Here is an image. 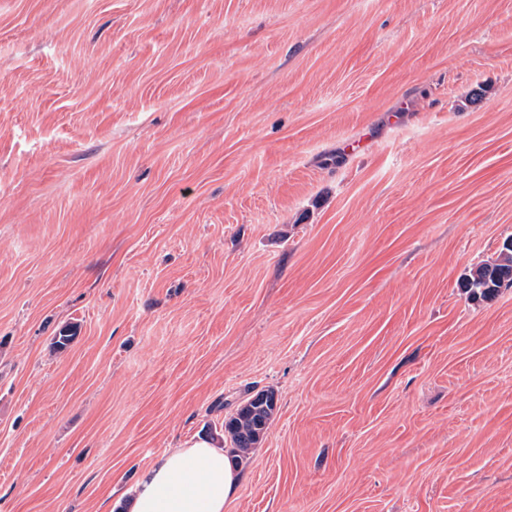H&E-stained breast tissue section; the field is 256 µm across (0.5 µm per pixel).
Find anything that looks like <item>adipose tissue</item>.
Instances as JSON below:
<instances>
[{"mask_svg": "<svg viewBox=\"0 0 512 512\" xmlns=\"http://www.w3.org/2000/svg\"><path fill=\"white\" fill-rule=\"evenodd\" d=\"M232 454L198 441L159 456L123 502L124 512H224L241 484Z\"/></svg>", "mask_w": 512, "mask_h": 512, "instance_id": "obj_1", "label": "adipose tissue"}]
</instances>
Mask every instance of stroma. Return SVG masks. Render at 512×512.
I'll list each match as a JSON object with an SVG mask.
<instances>
[{"instance_id": "stroma-1", "label": "stroma", "mask_w": 512, "mask_h": 512, "mask_svg": "<svg viewBox=\"0 0 512 512\" xmlns=\"http://www.w3.org/2000/svg\"><path fill=\"white\" fill-rule=\"evenodd\" d=\"M511 240L512 0H0V512H512ZM504 250L507 253L493 263L477 267L467 280L465 288L474 299L485 297L503 285L512 286V249L504 247ZM259 394L266 400L257 403L250 397L224 423V436L238 462L248 458L276 410L274 391L255 396ZM230 451L225 453L208 441L166 451L143 471L119 505L124 512H224V504L236 497L242 479Z\"/></svg>"}]
</instances>
